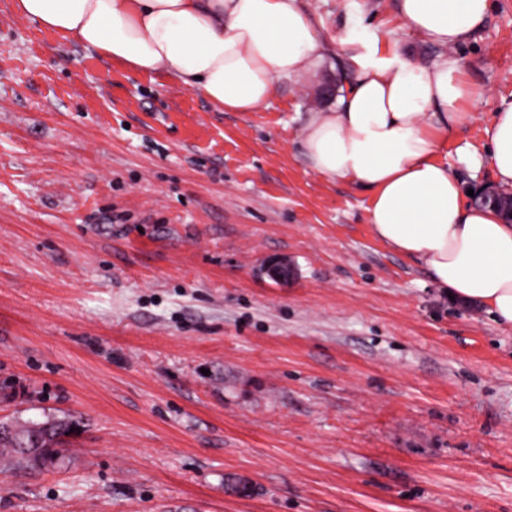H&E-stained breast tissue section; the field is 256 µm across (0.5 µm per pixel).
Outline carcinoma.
<instances>
[{
    "mask_svg": "<svg viewBox=\"0 0 512 512\" xmlns=\"http://www.w3.org/2000/svg\"><path fill=\"white\" fill-rule=\"evenodd\" d=\"M82 422L71 414L43 421L0 420V455L12 469L31 473L65 464L62 447Z\"/></svg>",
    "mask_w": 512,
    "mask_h": 512,
    "instance_id": "1",
    "label": "carcinoma"
}]
</instances>
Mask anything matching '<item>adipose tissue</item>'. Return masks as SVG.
Instances as JSON below:
<instances>
[{
  "label": "adipose tissue",
  "instance_id": "ef3b65f1",
  "mask_svg": "<svg viewBox=\"0 0 512 512\" xmlns=\"http://www.w3.org/2000/svg\"><path fill=\"white\" fill-rule=\"evenodd\" d=\"M14 12L126 66L163 73L217 109L251 112L280 81L313 83L321 28L301 0H12ZM490 0H396L402 26L443 49L429 63L380 34L352 55L336 101L311 111L302 154L324 178L369 194L367 222L458 301L512 324V225L472 203L438 158L474 90L451 51L483 29ZM497 183L512 188V104L488 131Z\"/></svg>",
  "mask_w": 512,
  "mask_h": 512
}]
</instances>
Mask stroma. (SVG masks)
<instances>
[{
    "instance_id": "1",
    "label": "stroma",
    "mask_w": 512,
    "mask_h": 512,
    "mask_svg": "<svg viewBox=\"0 0 512 512\" xmlns=\"http://www.w3.org/2000/svg\"><path fill=\"white\" fill-rule=\"evenodd\" d=\"M303 4L330 46L315 87L224 112L0 0V419L84 423L67 466L0 470V512H512V325L377 240L367 193L299 146L345 32L441 50L395 0ZM454 55L479 93L448 167L491 187L512 0Z\"/></svg>"
}]
</instances>
